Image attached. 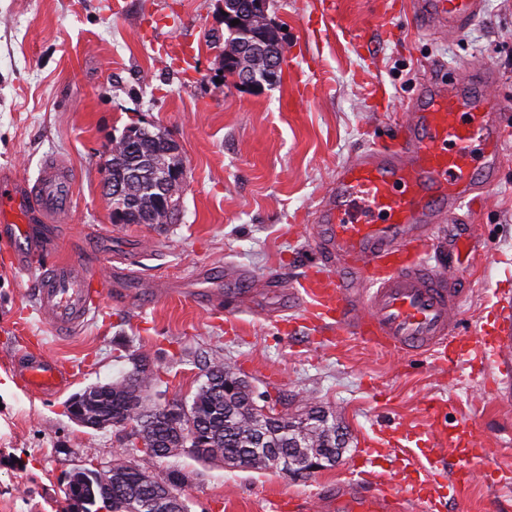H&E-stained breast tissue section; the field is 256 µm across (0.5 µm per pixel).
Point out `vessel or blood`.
I'll return each instance as SVG.
<instances>
[{"mask_svg":"<svg viewBox=\"0 0 512 512\" xmlns=\"http://www.w3.org/2000/svg\"><path fill=\"white\" fill-rule=\"evenodd\" d=\"M482 0H416L421 24L458 32L480 14ZM494 79L472 66L459 77L425 83L408 113L385 141L341 167L309 230L319 253L335 258L336 271L310 269L291 293L311 296L309 319L339 336H354L380 350L410 351L444 359L477 352L485 365L512 350V320L498 316L493 341L456 335L463 290L455 273L457 250L448 262H431L429 233L440 218L463 205H478L493 188L502 165L503 114L489 94ZM72 179L54 162L36 181L0 174V239L8 260L30 268L44 250L33 227L64 214ZM35 300L40 314L62 336L79 331L112 282L98 265L70 259L40 263ZM28 386L51 393L65 383V370L44 352L28 354L22 368ZM416 478L407 494L385 485V475L347 477L323 491V512H441L446 479L467 483L469 464H446L432 448L420 449Z\"/></svg>","mask_w":512,"mask_h":512,"instance_id":"b4317fda","label":"vessel or blood"}]
</instances>
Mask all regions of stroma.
Returning <instances> with one entry per match:
<instances>
[{
  "label": "stroma",
  "mask_w": 512,
  "mask_h": 512,
  "mask_svg": "<svg viewBox=\"0 0 512 512\" xmlns=\"http://www.w3.org/2000/svg\"><path fill=\"white\" fill-rule=\"evenodd\" d=\"M0 0V169L36 180L44 162L74 175L69 212L59 218L56 255L104 256L126 272L127 301H106L88 324L60 336L37 313L38 268L20 272L0 257V512H64L65 486L80 464L110 460L115 429L80 426L69 399L108 384L147 357L159 381L147 395L160 406L193 395L200 359L219 355L257 395L294 412L308 401L333 412L349 442L335 466L308 478L227 468L187 456L154 461V472H187L190 512H269L273 497L313 498L356 473L368 439L400 425L444 430L442 454L469 459L485 441L495 455L465 490L467 512L512 502V357L505 365L380 351L354 337L324 341L304 303L288 291L319 255L306 227L339 167L401 119L432 73L462 75L475 62L496 77L509 129L505 159L483 206L466 222H447L462 238L461 326L491 330L512 315V6L484 0L479 17L453 36L414 22L410 0H337L336 24L307 33L313 0H269L281 29L279 82L241 87L224 74V0ZM360 35L373 47L364 56ZM164 41L196 49L184 71ZM166 130L179 146L183 178L169 224H116L103 191L104 163L127 126ZM267 287L245 293L235 269ZM206 270L220 293L211 307L192 298L157 296ZM69 374L59 392L28 390L18 367L27 337ZM500 381V392L487 380ZM435 402L428 419L424 407Z\"/></svg>",
  "instance_id": "stroma-1"
}]
</instances>
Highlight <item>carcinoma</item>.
<instances>
[{
  "label": "carcinoma",
  "mask_w": 512,
  "mask_h": 512,
  "mask_svg": "<svg viewBox=\"0 0 512 512\" xmlns=\"http://www.w3.org/2000/svg\"><path fill=\"white\" fill-rule=\"evenodd\" d=\"M172 158L158 132L136 125L126 128L122 137L112 140L109 159L104 167V179L114 182L135 171L139 178L129 188L124 206L129 209V224H166V215L154 209L153 199L160 180L166 174ZM204 380L193 394L191 403L173 399L152 412L142 409L140 388L158 381L147 364L134 365L126 376L111 383L106 398L89 388V400L84 409L88 418L101 429L115 428L125 433L121 447L112 454V506L105 496L84 481L90 471L79 467L73 473L76 506L79 512H189L171 506L165 489L176 493L188 482L187 473L173 469L163 476L135 459V454L161 458L177 456L185 448L183 431L188 417L198 416L203 435L211 453L204 462L222 463L228 467L271 470L270 449L294 451L301 455L316 453L326 461L336 459L328 432L341 428L333 415L311 409L305 418L285 417L275 427L269 426L254 408L251 385L238 378L235 369L215 355L205 361ZM240 379L234 392L224 390L228 379ZM146 448L137 447L139 440Z\"/></svg>",
  "instance_id": "carcinoma-1"
}]
</instances>
